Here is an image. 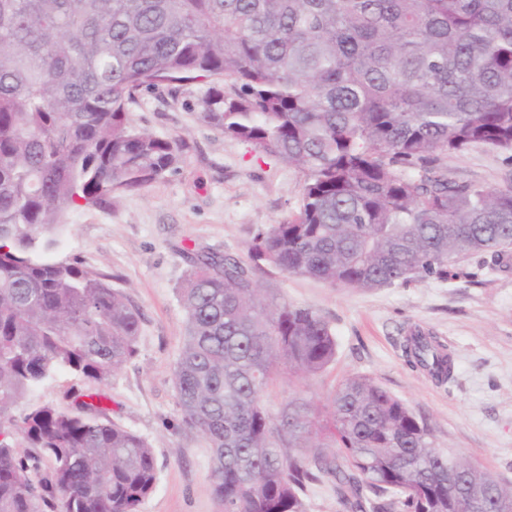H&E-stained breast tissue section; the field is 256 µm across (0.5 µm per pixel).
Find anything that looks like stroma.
Returning a JSON list of instances; mask_svg holds the SVG:
<instances>
[{
  "instance_id": "obj_1",
  "label": "stroma",
  "mask_w": 512,
  "mask_h": 512,
  "mask_svg": "<svg viewBox=\"0 0 512 512\" xmlns=\"http://www.w3.org/2000/svg\"><path fill=\"white\" fill-rule=\"evenodd\" d=\"M201 92L195 84L140 93L133 121L189 144L179 172L141 192L72 211L51 253L106 275L140 311L136 356L100 387L108 419L154 450L158 482L140 512H220L209 490L208 445L182 426L173 381L185 333L178 288L192 253L205 249L249 261L258 231L288 219L301 203L297 168L198 121ZM448 171L500 187L512 181V154L477 146L449 158ZM250 263L265 293L318 311L337 342L334 362L320 375L283 378L269 389L264 401L271 413L297 398L320 404L343 377L366 376L428 425L437 448L512 483V269L466 257L444 281L362 290ZM413 328L437 336L453 353L452 383L439 385L408 365L403 341ZM84 386L60 370L25 402L67 408Z\"/></svg>"
}]
</instances>
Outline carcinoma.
Returning <instances> with one entry per match:
<instances>
[{"instance_id": "obj_1", "label": "carcinoma", "mask_w": 512, "mask_h": 512, "mask_svg": "<svg viewBox=\"0 0 512 512\" xmlns=\"http://www.w3.org/2000/svg\"><path fill=\"white\" fill-rule=\"evenodd\" d=\"M187 84L205 86L202 123L303 173L299 211L258 232L252 260L364 290L442 281L475 254L508 267L512 185L457 181L447 160L512 151V0H0V512H139L156 487L152 448L99 392L14 409L58 370L100 385L136 355L139 310L51 260L50 234L178 172L187 142L130 112L143 89ZM179 294L177 406L209 443L221 512H306L323 480L343 512L512 503L366 376L336 386L324 420L298 399L270 414L276 377L322 373L336 336L248 265L199 250ZM403 349L452 379L437 337L414 330Z\"/></svg>"}]
</instances>
